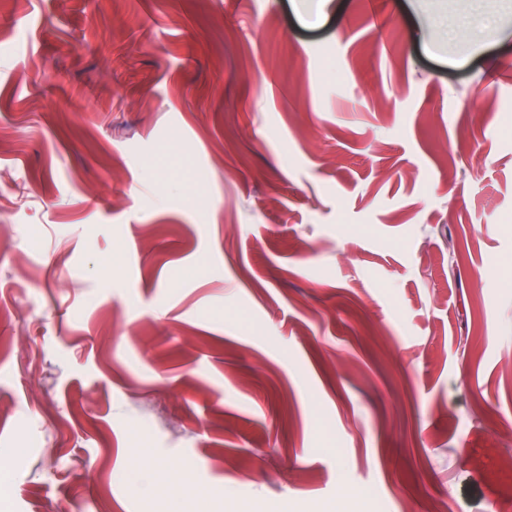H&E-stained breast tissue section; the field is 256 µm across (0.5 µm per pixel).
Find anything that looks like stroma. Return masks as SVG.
Listing matches in <instances>:
<instances>
[{"mask_svg":"<svg viewBox=\"0 0 512 512\" xmlns=\"http://www.w3.org/2000/svg\"><path fill=\"white\" fill-rule=\"evenodd\" d=\"M479 8L467 52L412 0H0V512H512ZM137 472L139 474L137 487L146 496L153 495L165 477L164 470L156 466L142 467Z\"/></svg>","mask_w":512,"mask_h":512,"instance_id":"1","label":"stroma"}]
</instances>
